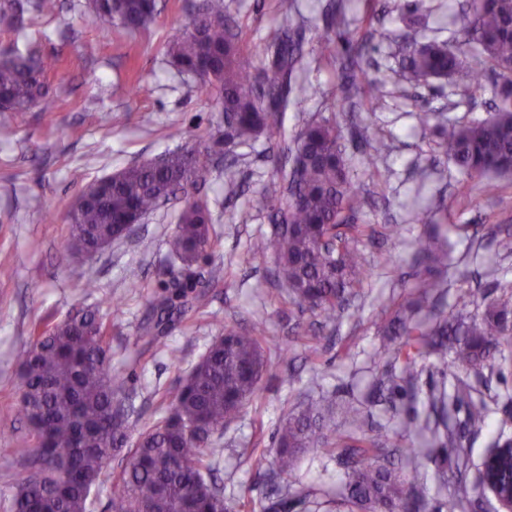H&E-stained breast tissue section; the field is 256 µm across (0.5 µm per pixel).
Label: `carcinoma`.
Returning <instances> with one entry per match:
<instances>
[{
	"mask_svg": "<svg viewBox=\"0 0 512 512\" xmlns=\"http://www.w3.org/2000/svg\"><path fill=\"white\" fill-rule=\"evenodd\" d=\"M85 7L109 26L136 33L155 19L158 0H86ZM58 0H0V22L14 48L0 54V112L21 115L35 105L49 112L55 101L44 84L54 62L43 58L34 43L32 19L52 15ZM322 37L347 46L341 63L340 92L349 101L363 100L367 111L380 104L384 81L369 79L360 64L364 37L346 28L342 8L324 15ZM468 49L446 41L423 40L407 27L402 35L399 66L410 82L431 79L479 83L494 76L495 96L490 117L457 124L442 112H425L421 124L437 133L443 153L466 177L512 173V0H471ZM169 63L181 75L214 94L224 112V125L193 149L178 148L160 161L128 165L85 185L102 186L94 201L69 212L68 256L73 261L109 244L130 224L159 208L164 199L182 194L183 205L168 241L180 262L179 274L166 284L152 306L146 333L160 335L174 315L186 308L207 306L209 284L194 280L192 269L209 258L218 240L212 235L208 198L198 194L209 171L224 163V184L240 186L235 159L221 161L228 147L249 146L260 137L275 141L274 160L280 179L267 195L268 219L280 225L273 240L274 280L287 288L292 301L319 312L334 323L367 278L356 242L364 235L355 213L362 200L353 188L342 133L328 119L310 120L288 140L285 112L316 94L298 77L306 53L302 42L283 25L274 37L249 45L239 22L224 0H198L191 16L167 44ZM424 275L415 285L414 300L404 312L383 325L387 341L378 354L398 366L392 383L404 393L415 389L418 361L451 355L444 366L477 376L497 363L502 347L512 342V307L490 304L472 313V294H455L454 309L444 313L440 300L444 280L436 270L445 266L448 249L433 237L415 251ZM265 329L255 322L246 329L224 326L170 398L166 414L130 441V411L119 398L123 373L112 367L109 325L99 312L79 308L56 323H35L20 356L21 412L33 430L37 451L28 442L14 449L26 468L18 479L10 512H92V492L103 483L104 469L121 458L112 477L115 512H240V505L216 487L214 435L233 420L257 392L262 377L281 357L265 356ZM474 384L455 377L429 396L431 415L406 422V433L443 452L465 458V431L482 430L487 405L475 401ZM466 408L463 428L448 425V405ZM345 432L332 434L333 409L318 398L304 404L275 430V473L286 478L300 456L316 449L347 470L336 491L350 512H469L473 500L450 494L430 505L425 477L382 461L398 453L385 432L369 435L360 409L342 411ZM420 448L398 454L415 458Z\"/></svg>",
	"mask_w": 512,
	"mask_h": 512,
	"instance_id": "obj_1",
	"label": "carcinoma"
}]
</instances>
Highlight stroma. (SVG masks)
<instances>
[{"label":"stroma","mask_w":512,"mask_h":512,"mask_svg":"<svg viewBox=\"0 0 512 512\" xmlns=\"http://www.w3.org/2000/svg\"><path fill=\"white\" fill-rule=\"evenodd\" d=\"M61 2L59 13L32 21L44 55L56 61L47 75L54 111L0 114V512L25 471L13 450L30 436L18 376L30 328L84 306L98 308L111 327L112 365L126 376L121 396L131 408L134 436L161 416L167 397L225 324L262 322L269 347L288 345V356L264 376L238 418L216 433L215 478L244 512H270L272 502L294 492L304 497L294 512H327L325 492L342 486L344 467L312 450L292 477H273L272 434L303 403L326 397L340 406H361L367 429L386 430L400 447H414L400 416L387 402L367 396L381 375L395 371L377 354L383 342L378 327L405 303L421 273L412 257L431 225L418 221L417 212H429L448 238L445 310H452L460 289L472 293L476 312L492 302L512 304V178L498 179L496 192L486 194L482 180L466 178L442 155L420 121L422 113L435 111L461 124L487 118L493 87L439 80L411 85L398 64L405 0H378L367 26L364 0H347L350 28L368 36L362 65L370 78L385 81L383 104L375 112L348 104L340 94L336 58L319 37L328 0H298L292 30L308 53L304 74L317 93L287 113L286 125L292 135L312 118H333L341 126L351 178L364 199L355 220L367 234L357 247L370 276L333 324L282 300L272 277L274 226L264 200L278 174L263 139L236 150L240 187L225 186L223 172L215 169L203 188L219 244L194 275L222 278L209 292L206 316L186 311L164 335L152 336L144 332L151 305L168 271L179 267L167 247L178 207L160 208L133 238L80 262L67 257L68 215L82 183L177 148L168 136L171 127L182 128L194 142L207 139L219 121L216 98L177 76L165 56L192 0H160L155 20L136 34L104 29L84 0ZM469 3L422 0L414 16L428 38L463 48ZM225 4L250 39H271L282 25L276 0ZM108 112L124 114L125 123L108 126ZM355 124L368 140L387 143L377 166L369 165L352 135ZM250 252L257 258L249 266L243 258ZM90 278L98 284L91 294L83 287Z\"/></svg>","instance_id":"35a3bbf8"}]
</instances>
